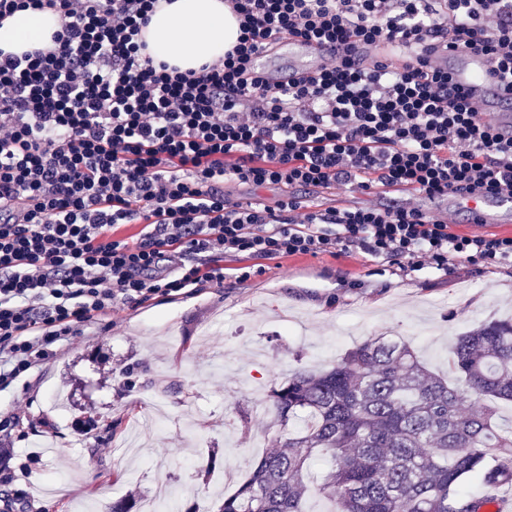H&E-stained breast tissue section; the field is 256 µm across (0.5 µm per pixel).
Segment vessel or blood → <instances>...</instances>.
<instances>
[{"mask_svg": "<svg viewBox=\"0 0 512 512\" xmlns=\"http://www.w3.org/2000/svg\"><path fill=\"white\" fill-rule=\"evenodd\" d=\"M346 45L329 48L318 40L291 39L273 44L254 60L256 76H271L270 60L284 57L292 76L312 75L328 63L331 56H345ZM437 63L447 72L451 83L463 91L481 117L492 120L503 131H512V93L507 92L503 80L494 72V62L486 53L474 49H443ZM452 202L467 209L472 218L484 224H499L512 211V198L502 195H483L466 198L452 195Z\"/></svg>", "mask_w": 512, "mask_h": 512, "instance_id": "1", "label": "vessel or blood"}]
</instances>
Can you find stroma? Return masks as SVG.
I'll use <instances>...</instances> for the list:
<instances>
[{"label":"stroma","instance_id":"35a3bbf8","mask_svg":"<svg viewBox=\"0 0 512 512\" xmlns=\"http://www.w3.org/2000/svg\"><path fill=\"white\" fill-rule=\"evenodd\" d=\"M322 207L395 204L400 192L320 189ZM254 268L250 278L235 270ZM223 286L203 284L182 298L103 317L43 369L0 399L30 401L34 423L6 445L23 512H79L96 502L139 499L166 484L175 512H194L232 492L254 460L275 446L266 405L294 368H325L374 336L409 342L432 370H444L457 335L491 315L512 316V264L463 265L457 276L354 250L278 260L228 256ZM72 395L68 422L49 407L52 390ZM161 399L162 439L153 461L124 455L143 395Z\"/></svg>","mask_w":512,"mask_h":512}]
</instances>
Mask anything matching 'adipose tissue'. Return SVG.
Segmentation results:
<instances>
[{"label":"adipose tissue","instance_id":"ef3b65f1","mask_svg":"<svg viewBox=\"0 0 512 512\" xmlns=\"http://www.w3.org/2000/svg\"><path fill=\"white\" fill-rule=\"evenodd\" d=\"M60 29L54 12H15L0 21V50L21 55L49 47ZM239 34V20L224 0H161L141 38L155 61L186 72L223 58Z\"/></svg>","mask_w":512,"mask_h":512}]
</instances>
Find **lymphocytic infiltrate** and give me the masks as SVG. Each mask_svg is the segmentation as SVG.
Masks as SVG:
<instances>
[{"mask_svg":"<svg viewBox=\"0 0 512 512\" xmlns=\"http://www.w3.org/2000/svg\"><path fill=\"white\" fill-rule=\"evenodd\" d=\"M156 3L0 0V20L50 10L62 25L52 47L0 52V390L118 306L223 284L228 254L356 248L447 275L512 262V235L458 234L409 201L322 211L224 195L229 178L512 196V138L434 61L442 45L476 48L512 85V0H228L237 44L188 74L144 52ZM290 37L414 53L284 85L252 77V59ZM125 224L135 239L116 237Z\"/></svg>","mask_w":512,"mask_h":512,"instance_id":"1","label":"lymphocytic infiltrate"}]
</instances>
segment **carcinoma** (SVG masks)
Returning <instances> with one entry per match:
<instances>
[{
  "label": "carcinoma",
  "mask_w": 512,
  "mask_h": 512,
  "mask_svg": "<svg viewBox=\"0 0 512 512\" xmlns=\"http://www.w3.org/2000/svg\"><path fill=\"white\" fill-rule=\"evenodd\" d=\"M497 401L512 403V319L460 334L446 377L410 345L368 338L271 391L280 446L203 512H307L310 492L331 512H484L492 493L512 489V431L498 425ZM322 459L330 468L311 487L310 464ZM469 480L486 495L467 494Z\"/></svg>",
  "instance_id": "obj_1"
}]
</instances>
